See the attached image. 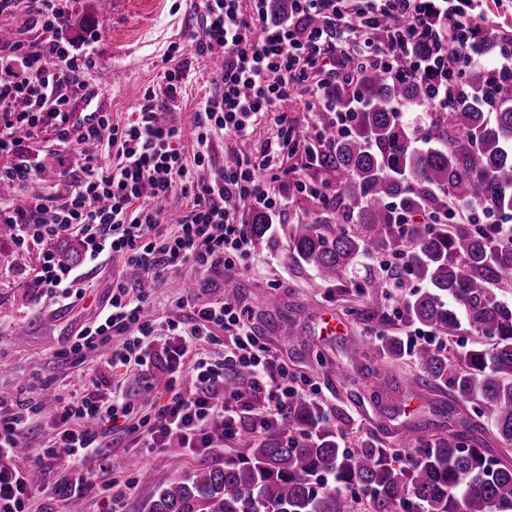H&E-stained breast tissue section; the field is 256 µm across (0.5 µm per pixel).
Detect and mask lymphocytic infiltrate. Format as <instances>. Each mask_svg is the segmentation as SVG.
<instances>
[{
    "instance_id": "obj_1",
    "label": "lymphocytic infiltrate",
    "mask_w": 512,
    "mask_h": 512,
    "mask_svg": "<svg viewBox=\"0 0 512 512\" xmlns=\"http://www.w3.org/2000/svg\"><path fill=\"white\" fill-rule=\"evenodd\" d=\"M270 0H193L199 32L194 53L222 56L224 65L210 82L193 116L196 148L186 155L180 124L166 113L178 99L184 69L163 72L125 123L102 113L97 125L74 124L70 93L87 88L90 55L71 52L63 37L67 12L63 0H0V16L37 18L42 33L0 42V180L29 182L39 167L26 142L49 127L60 150H80V175L71 179L62 204L34 195L21 205L0 207V224L10 225L12 239L61 237L79 232L83 263L122 258L125 265L156 281L192 265L203 273L232 270L253 247L247 224L225 198L247 199L271 213L286 207L278 159L298 147V128L285 104L296 90L308 96L311 127L349 131L355 110L337 109L330 89L347 72L363 65L388 78H411L428 84L433 104L448 101V60L485 20L456 12L453 0H294L288 17L269 23ZM403 18L402 27L386 29L384 18ZM425 37L430 55L414 56L411 44ZM57 65L46 68L45 55ZM274 115L278 130L258 152H234L223 171L208 179L194 176L203 167L211 136L223 133L238 143L249 140L255 122ZM118 162H101L106 152ZM180 194L186 209L176 231L162 235L164 205ZM38 287L55 304L82 297L80 270L46 256L34 275ZM183 318L155 326L145 320L144 297L133 283L119 280L95 322L74 336L63 358L83 363L91 353H106L110 368L147 370L161 363L168 375L166 403H155L152 419L131 424L134 404L123 390L75 394L60 399L56 432L39 456L65 449L72 476L47 484L52 496L82 497L93 487L96 469L106 456L107 432L123 431L146 448H179L202 455L218 453L244 430L263 434L283 416L294 396L318 397L314 383L296 379L281 362L250 316L224 301L196 303L174 294ZM226 343L216 350L214 329ZM246 376L239 389L224 390L230 370ZM33 407L20 395L0 394V512H30L31 474L14 463L32 426Z\"/></svg>"
}]
</instances>
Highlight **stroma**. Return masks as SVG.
<instances>
[{
    "instance_id": "35a3bbf8",
    "label": "stroma",
    "mask_w": 512,
    "mask_h": 512,
    "mask_svg": "<svg viewBox=\"0 0 512 512\" xmlns=\"http://www.w3.org/2000/svg\"><path fill=\"white\" fill-rule=\"evenodd\" d=\"M97 2L69 0L66 32L74 52L92 55L93 67L87 80L99 86L95 106L111 113L114 119L125 118L142 104L146 89L156 87L165 69L181 65L188 78L171 116L182 125L186 151H193V114L205 93L210 69L193 54L192 40L198 25L190 0H112L104 11L99 10ZM174 42L181 44L183 52L172 61L167 49ZM110 70L119 71L120 80L99 85L100 75ZM55 140L56 133L50 129L30 140L32 152L40 156L41 173L23 186L0 184V203L31 194L49 195L55 203H62L64 185L77 168V158L59 153ZM286 213L288 222L273 224L262 241L254 242L250 257L240 269L209 276L189 265L181 267L171 274L168 283L156 282L147 289L146 310L151 318L160 321L179 318V310L169 301L175 281L190 283L192 294L203 302L238 293L240 305L252 315L257 331L287 363L289 372L299 378H313L328 388L324 409L333 431L349 443L370 438L389 446L398 445L406 437L405 418L394 413L402 397H377L373 372L382 369L401 379L414 374L413 361L408 357L390 361L372 352L354 359L349 349L356 343H373L382 335L404 336L403 320L389 310L370 313V303L382 299V289L372 288L367 294H358L357 289L366 278L376 274L373 261L362 260L341 287L320 283L313 270L299 264L288 249L291 224L309 218L308 207L301 203L298 193L290 194ZM53 247L50 240L24 245L21 251L27 257L26 265L0 269V391L15 394L27 387L33 390L31 399L37 414L32 433L35 447L16 459L15 464L32 472L39 482L62 481L69 476L68 471L59 469L56 459H41L36 454L37 448L48 445L52 438L50 422L59 397L90 385L92 379L114 376L132 402L145 411L163 392L167 380L166 374L156 368L113 375L100 354L89 355L81 365L60 359V350L81 328L96 320L112 294L113 281H133L137 273L120 260H107L86 269L84 295L70 306L41 302L37 299L39 291L33 286V275L44 254ZM271 298L277 300V307H268ZM330 317L344 324L345 335L325 334L322 321ZM284 318L293 320L301 332L300 339L281 335L278 323ZM19 329L25 332L20 341L14 336ZM321 356L332 364V371L319 367L317 359ZM202 460L216 467L224 464L220 453L202 459L167 450L148 452L132 446L124 433L117 432L104 461L106 472L97 478L90 493L61 501L38 491L31 510L105 512L112 499L110 483L117 479L136 483L133 494L125 501L126 512H148L156 488L184 479ZM143 471L150 473V482H140L139 474Z\"/></svg>"
}]
</instances>
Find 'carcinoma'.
Wrapping results in <instances>:
<instances>
[{
    "label": "carcinoma",
    "mask_w": 512,
    "mask_h": 512,
    "mask_svg": "<svg viewBox=\"0 0 512 512\" xmlns=\"http://www.w3.org/2000/svg\"><path fill=\"white\" fill-rule=\"evenodd\" d=\"M506 39L489 28L455 52L451 69L462 92L448 97V111L428 121H403L404 107L429 108L430 88L392 80L358 67L336 85L332 99L344 109L362 103L351 130L336 137L324 129V145L306 151L314 182L307 194L320 214L293 225L288 248L328 284L352 274L364 255H406L410 275L423 287L403 298L405 322L452 336L463 329L489 341L450 357L429 344L414 348L416 372L404 393L423 398L444 385L457 405H473L475 417L433 440L412 424L414 449L370 440L347 444L327 426L322 410L304 397L288 404L279 430L261 437L244 432L246 458L228 457L224 468L201 464L182 482L156 490L148 512H512V464L489 460L475 432L492 428L512 447V306L498 296L512 277V244L482 227L404 224L430 209L444 213L448 200L487 204L512 212V82L493 83L471 62V53L494 56ZM228 207L251 213L260 241L269 218L249 202L231 197ZM380 353L406 356L398 336ZM312 431L308 440L295 434Z\"/></svg>",
    "instance_id": "cac0c4a2"
}]
</instances>
